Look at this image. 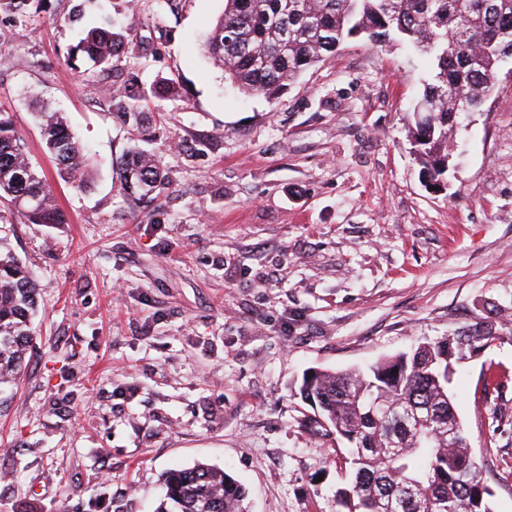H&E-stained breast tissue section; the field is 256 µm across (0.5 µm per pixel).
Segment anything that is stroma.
<instances>
[{"mask_svg":"<svg viewBox=\"0 0 512 512\" xmlns=\"http://www.w3.org/2000/svg\"><path fill=\"white\" fill-rule=\"evenodd\" d=\"M123 56L85 85L66 57L98 8ZM224 0H31L0 12V110L67 221L13 223L39 312L0 409V512H153L162 477L207 463L251 512H333L341 474L297 383L425 340L492 330L452 391L495 512H512V79L462 117L442 188L412 155L428 71L363 38L275 101L230 88L201 45ZM149 128L125 122L122 90ZM63 114L101 160L66 183L27 106ZM155 153L169 185L126 200L112 163Z\"/></svg>","mask_w":512,"mask_h":512,"instance_id":"1","label":"stroma"}]
</instances>
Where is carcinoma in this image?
I'll return each instance as SVG.
<instances>
[{
    "label": "carcinoma",
    "mask_w": 512,
    "mask_h": 512,
    "mask_svg": "<svg viewBox=\"0 0 512 512\" xmlns=\"http://www.w3.org/2000/svg\"><path fill=\"white\" fill-rule=\"evenodd\" d=\"M396 41L429 68L412 103L413 141L425 176L447 178L463 106L480 111L512 58V0H224L206 52L224 80L269 101L308 68L325 63L348 38ZM124 53L107 16L83 32L66 62L80 56L106 67ZM45 146L61 176L83 186L92 166L55 112H40ZM116 181L129 198L155 197L166 173L153 154L128 152ZM28 224H64L45 174L31 160L12 117L0 111V200ZM37 308L32 273L0 235V386L20 380ZM495 340L460 333L418 344L366 368L310 370L299 386L317 414L311 423L342 444L336 512H494L486 466L471 448L450 385L459 362ZM155 512H250L243 485L199 464L166 473Z\"/></svg>",
    "instance_id": "obj_1"
}]
</instances>
